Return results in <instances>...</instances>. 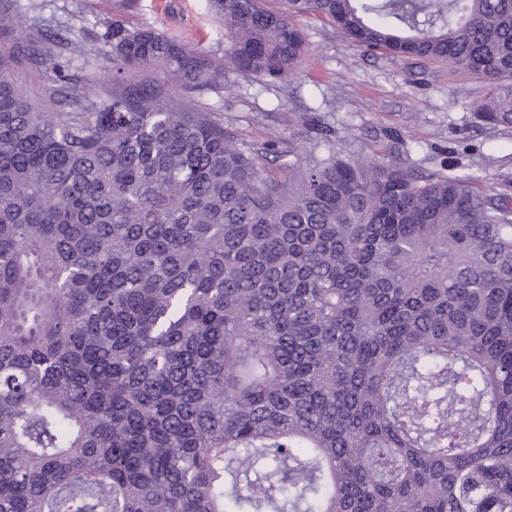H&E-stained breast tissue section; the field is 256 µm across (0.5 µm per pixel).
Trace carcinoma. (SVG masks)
I'll return each instance as SVG.
<instances>
[{
  "mask_svg": "<svg viewBox=\"0 0 512 512\" xmlns=\"http://www.w3.org/2000/svg\"><path fill=\"white\" fill-rule=\"evenodd\" d=\"M225 58L288 77L291 16L489 85L512 128V0H210ZM0 49V512H512V205L333 152L261 174L193 99L207 54L112 21L69 111Z\"/></svg>",
  "mask_w": 512,
  "mask_h": 512,
  "instance_id": "cac0c4a2",
  "label": "carcinoma"
}]
</instances>
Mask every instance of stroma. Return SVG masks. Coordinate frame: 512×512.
I'll return each instance as SVG.
<instances>
[{
	"label": "stroma",
	"instance_id": "35a3bbf8",
	"mask_svg": "<svg viewBox=\"0 0 512 512\" xmlns=\"http://www.w3.org/2000/svg\"><path fill=\"white\" fill-rule=\"evenodd\" d=\"M14 8L17 24L0 31V48L36 23L58 37L85 31L84 53L65 50L53 62L24 60L15 67V78L38 102L104 78L98 53L116 19L224 58V25L207 0H136L130 8L121 0H15ZM293 22L308 43L293 75L262 81L225 64L220 82L195 96L231 140L262 153L266 177L287 180L292 158L338 149L365 161L390 154L426 174L447 172L456 159L464 174L490 183L512 177V130L483 125L475 115L489 91L482 78L442 62L366 52L312 15Z\"/></svg>",
	"mask_w": 512,
	"mask_h": 512
}]
</instances>
